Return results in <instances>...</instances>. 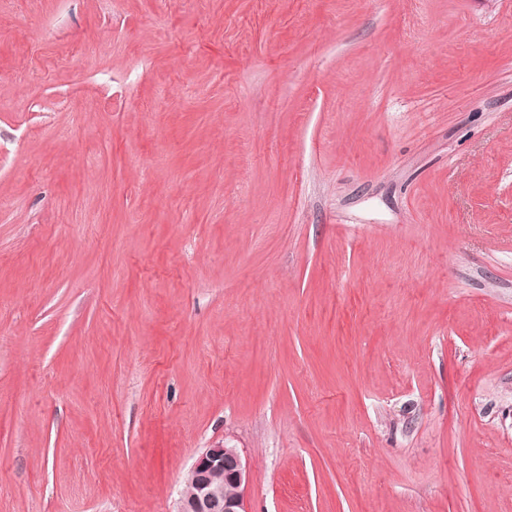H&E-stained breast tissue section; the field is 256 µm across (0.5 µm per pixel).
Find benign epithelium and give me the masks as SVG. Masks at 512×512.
<instances>
[{
  "label": "benign epithelium",
  "mask_w": 512,
  "mask_h": 512,
  "mask_svg": "<svg viewBox=\"0 0 512 512\" xmlns=\"http://www.w3.org/2000/svg\"><path fill=\"white\" fill-rule=\"evenodd\" d=\"M246 463L235 448L206 449L190 470L178 512H246Z\"/></svg>",
  "instance_id": "7a95c632"
}]
</instances>
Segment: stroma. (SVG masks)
<instances>
[{"label":"stroma","mask_w":512,"mask_h":512,"mask_svg":"<svg viewBox=\"0 0 512 512\" xmlns=\"http://www.w3.org/2000/svg\"><path fill=\"white\" fill-rule=\"evenodd\" d=\"M218 444L247 512H512V0H0V512Z\"/></svg>","instance_id":"35a3bbf8"}]
</instances>
